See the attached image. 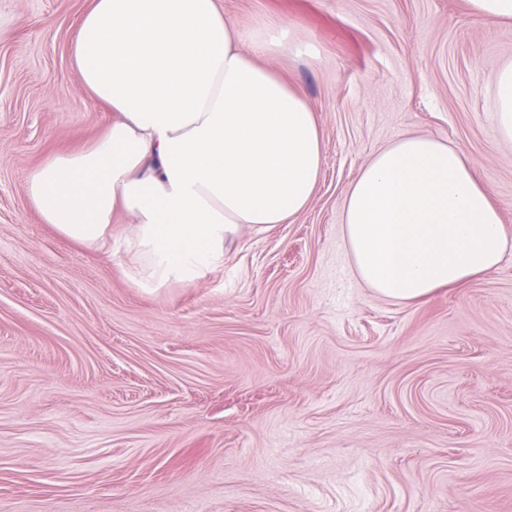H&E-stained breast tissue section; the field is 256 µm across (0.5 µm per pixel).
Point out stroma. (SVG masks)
I'll return each mask as SVG.
<instances>
[{
  "mask_svg": "<svg viewBox=\"0 0 512 512\" xmlns=\"http://www.w3.org/2000/svg\"><path fill=\"white\" fill-rule=\"evenodd\" d=\"M92 0H0V512H512V249L419 302L377 296L345 191L405 133L475 165L512 227L492 80L512 21L467 0H221L283 31L324 162L303 212L151 293L45 224L26 176L111 112L72 48Z\"/></svg>",
  "mask_w": 512,
  "mask_h": 512,
  "instance_id": "stroma-1",
  "label": "stroma"
}]
</instances>
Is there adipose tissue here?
Here are the masks:
<instances>
[{
	"mask_svg": "<svg viewBox=\"0 0 512 512\" xmlns=\"http://www.w3.org/2000/svg\"><path fill=\"white\" fill-rule=\"evenodd\" d=\"M277 46L271 31L225 19L219 0H94L73 60L112 123L29 172L31 205L93 250L111 246L116 212L132 216L122 249L152 292L223 266L242 229L260 234L302 212L322 168L305 96L258 62ZM493 101L497 135L512 142V63ZM342 226L358 277L399 302L487 273L512 246L473 162L413 134L360 168Z\"/></svg>",
	"mask_w": 512,
	"mask_h": 512,
	"instance_id": "1",
	"label": "adipose tissue"
}]
</instances>
